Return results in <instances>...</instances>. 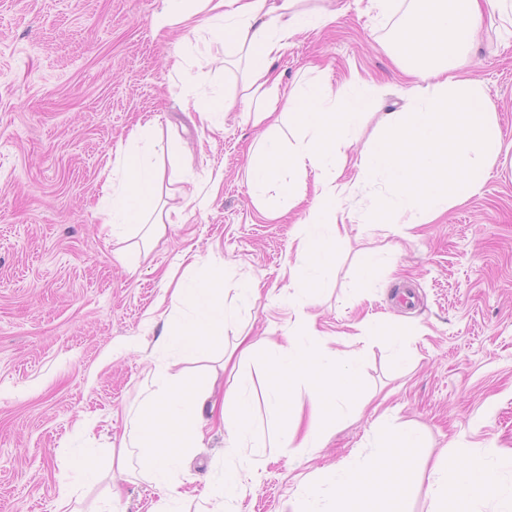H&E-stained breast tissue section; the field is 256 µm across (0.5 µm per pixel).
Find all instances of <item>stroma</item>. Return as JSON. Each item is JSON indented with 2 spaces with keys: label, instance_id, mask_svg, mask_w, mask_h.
<instances>
[{
  "label": "stroma",
  "instance_id": "obj_1",
  "mask_svg": "<svg viewBox=\"0 0 512 512\" xmlns=\"http://www.w3.org/2000/svg\"><path fill=\"white\" fill-rule=\"evenodd\" d=\"M343 3L326 26L296 34L276 68L283 96L310 82L340 86L354 72L386 86L338 178L344 208L362 214L389 193L377 180L348 183L381 136L384 113L407 103L410 84L392 51L414 4L394 0L380 18L357 0ZM160 8L161 0H0V512H55L58 482L75 480L79 456L100 466L76 512H152L160 491L140 476L138 449L125 468L110 467L101 432L132 434L157 389L167 360L157 339L171 320L164 275L183 274L188 248L196 275L222 271L234 314L218 345L183 367L204 379L221 351L248 334L253 352L219 382L245 385L256 434L274 431L272 345L300 334L311 348L360 356L358 397L336 425L323 426L320 447L252 449L255 473L243 476L230 512H299L316 487L330 499L324 473L406 427L422 434L409 512H433L430 475L449 455L495 450L498 476L512 479V35L484 20L478 42L455 61L496 106L504 154L482 189L426 224L348 225L333 275L309 303L290 287L307 207L278 218L262 212L247 169L264 129L240 108L221 109L243 95L240 68L213 62L220 49L205 34L178 24L154 31ZM174 54L183 58L177 70L165 64ZM201 107L220 108L223 130L201 124ZM149 119L156 141L135 140ZM134 150L169 156L173 186L195 184L191 204L166 197L181 219L147 250L135 237L113 241L97 217L101 186L121 179L118 162ZM370 255L374 275L359 280ZM246 281L258 282L256 298L237 296ZM405 283L417 295L410 309L396 294ZM82 420L95 421L96 434H80ZM228 463L224 432L213 429L173 474L189 494L182 512H211L205 489Z\"/></svg>",
  "mask_w": 512,
  "mask_h": 512
}]
</instances>
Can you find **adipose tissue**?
<instances>
[{
  "label": "adipose tissue",
  "mask_w": 512,
  "mask_h": 512,
  "mask_svg": "<svg viewBox=\"0 0 512 512\" xmlns=\"http://www.w3.org/2000/svg\"><path fill=\"white\" fill-rule=\"evenodd\" d=\"M199 2L195 12L184 9V0H163L154 27L189 24L221 41L225 56L243 58L249 88L242 100L244 110L253 125L263 124L272 114L270 102L280 80L273 68L276 55L296 33L329 23L334 11L302 8V0ZM507 2L415 0L393 47L399 68L413 80L408 104L404 111L386 114L383 137L355 164L356 182L380 177L390 195L363 215L362 223L380 224L389 218L396 224H423L446 212L456 199L480 191L501 150L495 109L477 84L453 73L449 60L472 45L484 15L495 16L512 34V8ZM382 93L381 87L355 74L338 87L297 86L286 107L303 131L301 139L287 150L275 137L265 136L249 167L256 198H263L270 185H278L280 210L303 200L298 181L314 180L315 196L296 248L300 272L293 283L302 298H311L313 283L332 274L333 250L351 218L341 202L337 170L356 139L362 114ZM121 165L124 181L118 187L103 185L106 204L98 216L111 226L113 239L124 240L138 230L147 242H154L165 234L169 217L152 207L163 173L146 156L128 155ZM222 281L218 270L200 278H179L171 300L180 316L159 340L169 354L167 365L157 374L159 390L146 407L135 442L123 437L111 447V462L120 469L126 464L128 446L140 448V473L162 492L153 512H176L182 493L172 485L170 474L190 449L200 447L210 415H218L225 446L232 454L231 466L210 492L212 512H224L225 503L236 496L240 472L252 467L247 449L269 443L283 447L295 443L302 449L318 445V431L297 436L284 414L270 438L254 436L244 389H229L219 401L212 390L201 389L177 371L180 359L203 354L231 319ZM268 366L276 380L277 402H284L286 385L296 380L309 382L315 399L334 408L356 396L354 367L333 352L305 347L295 337L272 349ZM418 439L416 431L401 430L381 441L369 457L324 475V482L339 490L332 512H406L409 452ZM430 490L435 512H472L473 505L487 495L496 499L498 512H512V483L498 481L481 459L444 458L431 474Z\"/></svg>",
  "instance_id": "adipose-tissue-1"
}]
</instances>
